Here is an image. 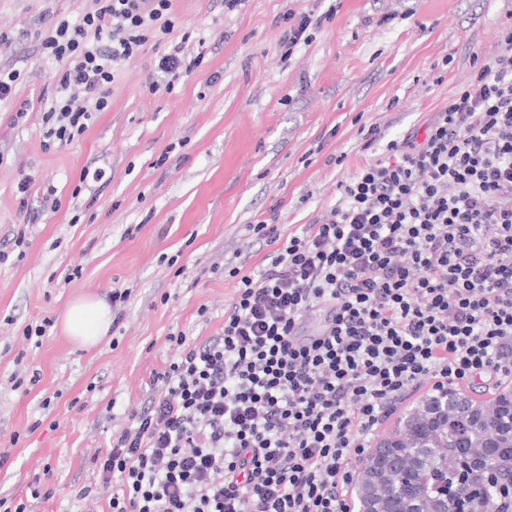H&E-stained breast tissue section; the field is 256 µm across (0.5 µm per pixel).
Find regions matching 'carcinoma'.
<instances>
[{"instance_id": "carcinoma-1", "label": "carcinoma", "mask_w": 512, "mask_h": 512, "mask_svg": "<svg viewBox=\"0 0 512 512\" xmlns=\"http://www.w3.org/2000/svg\"><path fill=\"white\" fill-rule=\"evenodd\" d=\"M512 485V388L489 404L439 391L403 412L376 443L352 490L351 512H470L500 506Z\"/></svg>"}]
</instances>
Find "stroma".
Returning a JSON list of instances; mask_svg holds the SVG:
<instances>
[{
	"instance_id": "1",
	"label": "stroma",
	"mask_w": 512,
	"mask_h": 512,
	"mask_svg": "<svg viewBox=\"0 0 512 512\" xmlns=\"http://www.w3.org/2000/svg\"><path fill=\"white\" fill-rule=\"evenodd\" d=\"M96 7L0 0V32L14 38L0 66L20 73L0 105V238L22 229L28 240L23 256L0 262V496L29 512H106L93 459L168 365L169 333L220 332L236 286L223 264L248 224L274 211L285 232L321 215L382 151L365 148L361 128L386 125L393 139L420 124L512 26V0H246L232 11L176 0L174 35L202 64L154 93L169 47L147 48L119 70L108 111L72 143L44 147L39 100L56 65L40 57L39 36L48 18ZM290 12L330 18L286 60L278 43ZM99 167L107 182L79 188L82 171ZM51 188L54 212L41 208ZM77 264L81 278L67 281ZM116 288L130 297L106 336L88 349L65 336L76 298ZM46 318L45 336H25ZM46 470L54 494L32 499Z\"/></svg>"
}]
</instances>
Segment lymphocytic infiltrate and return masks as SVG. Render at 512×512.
Listing matches in <instances>:
<instances>
[{
	"label": "lymphocytic infiltrate",
	"mask_w": 512,
	"mask_h": 512,
	"mask_svg": "<svg viewBox=\"0 0 512 512\" xmlns=\"http://www.w3.org/2000/svg\"><path fill=\"white\" fill-rule=\"evenodd\" d=\"M39 43L57 65L45 144L109 108L116 72L171 35L172 0H99ZM172 44L152 91L197 68ZM469 80L385 141L310 223L249 225L220 332L175 353L96 462L107 512H348L357 465L422 390L512 384V29Z\"/></svg>",
	"instance_id": "obj_1"
}]
</instances>
